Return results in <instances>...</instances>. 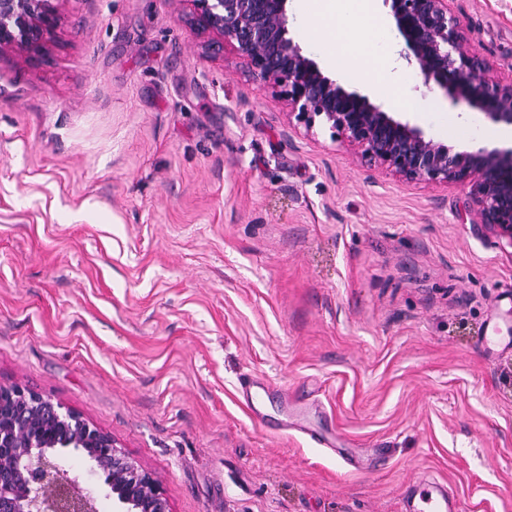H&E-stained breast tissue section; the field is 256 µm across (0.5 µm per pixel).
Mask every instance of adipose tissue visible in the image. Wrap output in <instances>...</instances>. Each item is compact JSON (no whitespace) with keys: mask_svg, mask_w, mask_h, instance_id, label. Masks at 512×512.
<instances>
[{"mask_svg":"<svg viewBox=\"0 0 512 512\" xmlns=\"http://www.w3.org/2000/svg\"><path fill=\"white\" fill-rule=\"evenodd\" d=\"M301 9L314 22L324 24L316 41L326 45V55L336 69L354 81L369 80L387 89L399 109L417 108V100L390 73V55H377L378 39L386 25L373 0H302Z\"/></svg>","mask_w":512,"mask_h":512,"instance_id":"obj_1","label":"adipose tissue"}]
</instances>
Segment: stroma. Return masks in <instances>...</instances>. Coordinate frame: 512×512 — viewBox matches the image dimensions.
Segmentation results:
<instances>
[{"label":"stroma","mask_w":512,"mask_h":512,"mask_svg":"<svg viewBox=\"0 0 512 512\" xmlns=\"http://www.w3.org/2000/svg\"><path fill=\"white\" fill-rule=\"evenodd\" d=\"M449 7L511 82L512 0ZM191 9L61 0L44 52L0 57V385L82 413L173 512H409L425 476L512 512V254L470 184L294 128ZM344 86L453 150L512 146L423 80L413 110ZM250 375L336 446L255 420Z\"/></svg>","instance_id":"35a3bbf8"}]
</instances>
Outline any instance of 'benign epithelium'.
<instances>
[{
	"mask_svg": "<svg viewBox=\"0 0 512 512\" xmlns=\"http://www.w3.org/2000/svg\"><path fill=\"white\" fill-rule=\"evenodd\" d=\"M60 0H0V55L29 56L52 41ZM193 22L230 42L254 77L291 106L288 118L309 132L328 126L367 160L407 181L473 186L477 229L512 249V149L453 152L347 91L324 74L290 36L288 0H189ZM424 75L453 100L512 126V82H490L483 63L461 50L462 25L449 0H384ZM104 477L114 512H172L161 482L80 412L32 390L0 386V512H98L97 492L82 486L66 453Z\"/></svg>",
	"mask_w": 512,
	"mask_h": 512,
	"instance_id": "benign-epithelium-1",
	"label": "benign epithelium"
}]
</instances>
